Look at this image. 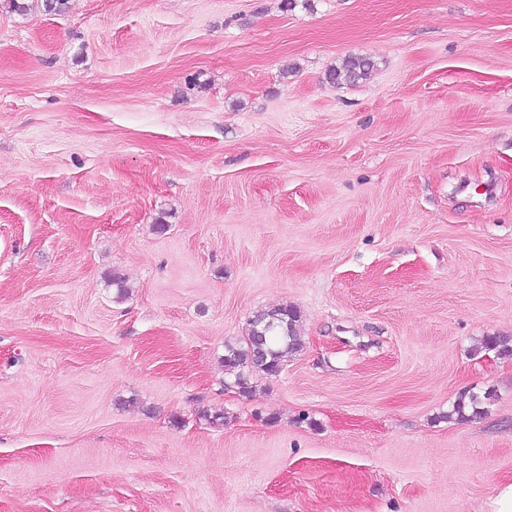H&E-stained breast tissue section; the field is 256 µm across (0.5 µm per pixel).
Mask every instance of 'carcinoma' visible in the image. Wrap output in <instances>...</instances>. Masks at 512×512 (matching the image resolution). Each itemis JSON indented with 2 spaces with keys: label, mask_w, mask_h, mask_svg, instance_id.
Wrapping results in <instances>:
<instances>
[{
  "label": "carcinoma",
  "mask_w": 512,
  "mask_h": 512,
  "mask_svg": "<svg viewBox=\"0 0 512 512\" xmlns=\"http://www.w3.org/2000/svg\"><path fill=\"white\" fill-rule=\"evenodd\" d=\"M374 63L366 58L348 59L340 69L330 73L333 80L343 79L349 83L368 78ZM299 312L289 306H280L256 315L242 340L224 344V385L246 394L251 389L250 377L256 373L276 376L284 366L286 358L301 350ZM479 397L471 395L460 399L452 414L458 419H471L483 414Z\"/></svg>",
  "instance_id": "cac0c4a2"
}]
</instances>
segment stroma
I'll return each instance as SVG.
<instances>
[{
    "label": "stroma",
    "mask_w": 512,
    "mask_h": 512,
    "mask_svg": "<svg viewBox=\"0 0 512 512\" xmlns=\"http://www.w3.org/2000/svg\"><path fill=\"white\" fill-rule=\"evenodd\" d=\"M24 3L0 0V512H492L512 0ZM350 57L371 76L330 82ZM280 305L303 350L225 389V343Z\"/></svg>",
    "instance_id": "stroma-1"
}]
</instances>
